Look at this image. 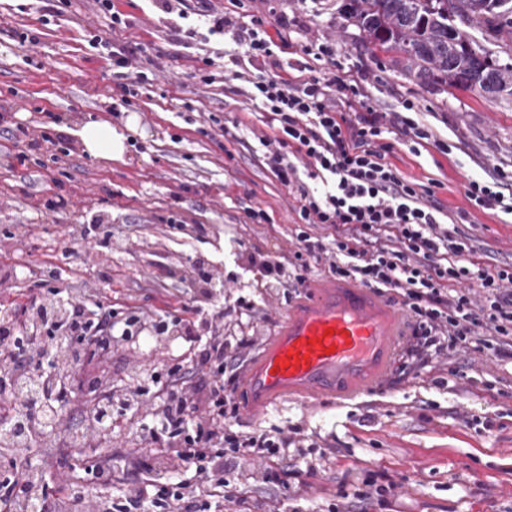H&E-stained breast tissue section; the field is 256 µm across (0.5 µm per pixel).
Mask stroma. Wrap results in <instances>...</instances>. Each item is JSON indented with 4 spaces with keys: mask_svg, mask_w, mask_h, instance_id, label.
<instances>
[{
    "mask_svg": "<svg viewBox=\"0 0 512 512\" xmlns=\"http://www.w3.org/2000/svg\"><path fill=\"white\" fill-rule=\"evenodd\" d=\"M342 3L210 0L213 10L243 22L286 16L283 70L306 62L303 46L320 47L318 68L350 75L380 111L411 101L435 142L417 154L399 146L392 164L407 179L435 183V199L448 213L468 212L460 230L486 265L511 263L512 216L473 207L464 185L498 169L512 172V97L487 101L421 84L370 53L357 28L340 18ZM114 5L128 23L124 40L141 48L134 68L148 77L130 106L109 62L90 45L93 36L111 34L95 0H0V113H11L30 134H47L44 154L62 155L69 171L63 177L53 166H22L20 146L0 133V270L10 275L0 284V306L33 297L50 303L40 281L54 271L61 301L134 311L148 327L169 314L188 323L212 313V335L241 346L249 359L279 312L302 294L292 265L299 230L293 198L249 151L262 124L223 82L225 43L186 40L199 0H185L180 14L158 0ZM205 56L216 59L210 85L191 77ZM132 115L137 132L121 162L90 156L74 134L92 119L121 129ZM250 206L265 208L271 223H247ZM83 234L90 247L82 262L64 264L63 250ZM259 256L279 261L282 274L262 276ZM414 344L405 329L387 393L347 407L284 403L258 424L235 419L236 431L263 429L286 438L288 449L274 483L264 461L227 457L224 512H358L362 494L371 498L369 512H512V358L444 349L423 365L412 358ZM203 346L173 329L114 343L112 429L89 433L88 448L141 458L153 475H165L170 454L146 440L164 398L153 374L172 356L195 365ZM137 387L142 405L125 410V395ZM476 420L491 421V429L475 432ZM39 458L50 486L81 493L88 504L122 493L118 483L100 489L72 457Z\"/></svg>",
    "mask_w": 512,
    "mask_h": 512,
    "instance_id": "stroma-1",
    "label": "stroma"
}]
</instances>
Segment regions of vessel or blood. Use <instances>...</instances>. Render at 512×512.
Segmentation results:
<instances>
[{"label":"vessel or blood","instance_id":"b4317fda","mask_svg":"<svg viewBox=\"0 0 512 512\" xmlns=\"http://www.w3.org/2000/svg\"><path fill=\"white\" fill-rule=\"evenodd\" d=\"M404 313L373 288L326 278L283 312L243 366L239 412L259 421L279 402L345 404L383 389L395 365Z\"/></svg>","mask_w":512,"mask_h":512}]
</instances>
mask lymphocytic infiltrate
Returning a JSON list of instances; mask_svg holds the SVG:
<instances>
[{"mask_svg":"<svg viewBox=\"0 0 512 512\" xmlns=\"http://www.w3.org/2000/svg\"><path fill=\"white\" fill-rule=\"evenodd\" d=\"M95 2L109 16L113 36L95 38L93 45L111 62L122 93L137 96L144 77L129 68L138 48L119 37L127 23L112 0ZM199 15L210 34L235 45L232 92L259 112L267 128L257 137L258 160L294 199V221L302 226L295 269L306 270L327 254L330 275L402 294L416 319L414 355L419 361H427L443 342L463 352L480 342L491 357L512 358V263L484 266L470 237L451 226L452 220H466V213L451 217L431 186L404 178L390 161L398 146H422L433 138L428 126L410 117L412 103L404 102L399 112H380L361 102L358 86L335 71L319 76L279 72L275 50L284 38L283 27L266 18L242 23L206 8ZM464 195L475 207L511 216L512 174L468 181ZM320 224L335 230L332 245L312 234ZM30 316L22 306L0 322V353L8 355L16 374L26 375L39 365L45 378L35 394L7 392L10 414L0 418V431L9 430L13 414L28 412L44 397H69L74 385L88 391L89 400L78 413L86 428L95 429L92 401L112 403L106 370L112 339L140 334V316L101 304L88 312L76 307L18 339L16 324H28ZM65 343L79 347L80 364L62 381L55 363ZM201 361L212 372L202 386L187 385L181 365L164 366L160 426L149 434L152 445L170 449L180 467L194 470L197 483L123 473L122 496L99 501L95 512H223L225 445L242 456L268 461L280 456L284 440L232 429L238 410L224 393L223 337L209 338Z\"/></svg>","mask_w":512,"mask_h":512,"instance_id":"1","label":"lymphocytic infiltrate"}]
</instances>
